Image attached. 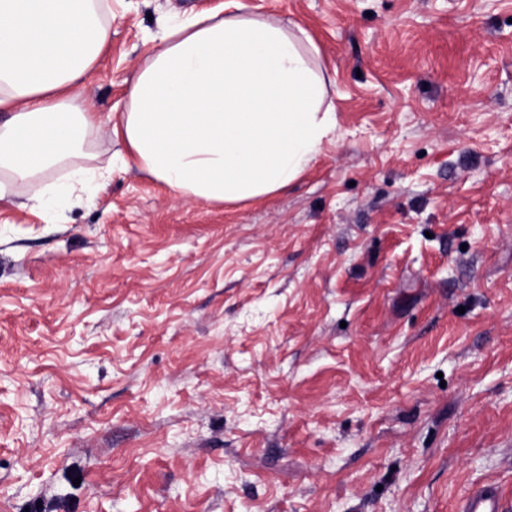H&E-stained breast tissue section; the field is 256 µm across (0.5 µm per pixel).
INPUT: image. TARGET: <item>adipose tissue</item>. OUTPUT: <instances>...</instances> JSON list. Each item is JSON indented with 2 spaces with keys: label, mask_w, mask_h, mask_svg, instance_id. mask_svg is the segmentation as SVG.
<instances>
[{
  "label": "adipose tissue",
  "mask_w": 512,
  "mask_h": 512,
  "mask_svg": "<svg viewBox=\"0 0 512 512\" xmlns=\"http://www.w3.org/2000/svg\"><path fill=\"white\" fill-rule=\"evenodd\" d=\"M112 36L108 0H0V199L23 185L56 211L100 188L97 113L70 96ZM116 133L177 197L235 203L282 191L336 131L326 86L282 28L219 12L162 27ZM68 166L66 184L49 172Z\"/></svg>",
  "instance_id": "1"
}]
</instances>
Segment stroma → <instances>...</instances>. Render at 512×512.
I'll use <instances>...</instances> for the list:
<instances>
[{
    "label": "stroma",
    "mask_w": 512,
    "mask_h": 512,
    "mask_svg": "<svg viewBox=\"0 0 512 512\" xmlns=\"http://www.w3.org/2000/svg\"><path fill=\"white\" fill-rule=\"evenodd\" d=\"M226 2L112 0L73 90L105 187L0 202V512H512V0H241L336 132L215 205L112 126L161 21ZM464 512H505L494 488L476 489L468 496Z\"/></svg>",
    "instance_id": "1"
}]
</instances>
